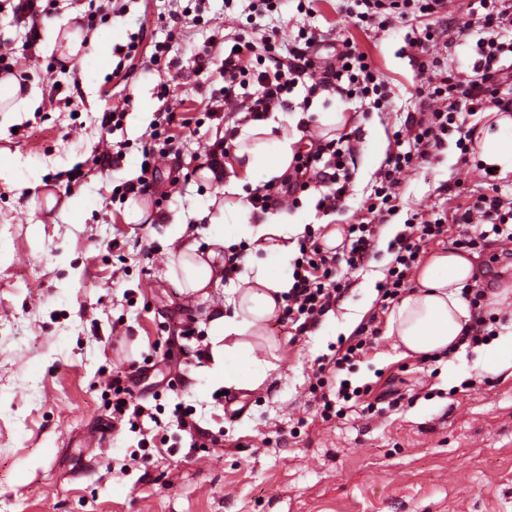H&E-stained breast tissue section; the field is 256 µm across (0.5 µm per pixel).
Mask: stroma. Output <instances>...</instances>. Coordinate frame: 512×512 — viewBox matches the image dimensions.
<instances>
[{"instance_id": "1", "label": "stroma", "mask_w": 512, "mask_h": 512, "mask_svg": "<svg viewBox=\"0 0 512 512\" xmlns=\"http://www.w3.org/2000/svg\"><path fill=\"white\" fill-rule=\"evenodd\" d=\"M250 3L54 0L33 36L14 0H0V53L41 93L33 111L0 117V162L14 165L10 180H0V512H512V376L488 370L482 346L449 356L404 350L388 334L391 312L379 292L393 259V225L454 210L481 189L477 144L465 154L445 144L404 175L399 210L382 225L368 266L350 274L315 328L297 335L267 321L256 355L271 370L260 387L220 394L207 364L192 358V348L210 342V313L226 304L229 283L205 297L186 293L163 222L196 228L203 253L210 236L233 238L244 274L261 265L287 278L295 258L274 252L255 263L233 225L204 217L211 202L229 215L243 198L196 169L224 134L206 115L224 81L215 68H196L192 55L206 44L223 52L225 33L247 25ZM342 6L283 0L257 20L283 39L302 27L351 39L390 92L387 106L366 114L357 101L325 92L307 112L302 151L317 137L320 113H344L349 128H360L352 191L333 214L316 210L315 188L280 210L311 228L341 231L365 214L394 133L421 107L407 27L366 30ZM98 9L107 18L96 26L97 57L61 59L57 25L86 28ZM183 9L186 18L170 20ZM134 37L137 54L119 58L115 46ZM167 40L178 43L179 64L153 66L154 44ZM115 107L126 111L121 126L103 124ZM167 109L184 123L166 129L173 148L158 163L151 198L114 201L115 185L138 178L142 144ZM75 168L83 177L68 183ZM133 205L143 217L130 224ZM470 258L484 292L512 281V258L495 243ZM370 321L379 328L373 344L327 376L329 390L343 382L361 389L359 403L324 417L314 373L347 328ZM119 371L133 401L157 409L148 448L138 449V435L112 418L105 387ZM178 401L201 428L223 431L222 443L195 446L171 427ZM132 453L134 466L120 471Z\"/></svg>"}]
</instances>
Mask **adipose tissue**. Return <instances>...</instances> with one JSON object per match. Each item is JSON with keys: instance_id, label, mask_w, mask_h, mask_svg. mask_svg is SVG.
<instances>
[{"instance_id": "adipose-tissue-1", "label": "adipose tissue", "mask_w": 512, "mask_h": 512, "mask_svg": "<svg viewBox=\"0 0 512 512\" xmlns=\"http://www.w3.org/2000/svg\"><path fill=\"white\" fill-rule=\"evenodd\" d=\"M499 130L486 134L480 144L481 160L496 168L499 175L512 174V118L498 120ZM299 134L276 131L274 122L243 125L235 139L233 163L237 172L225 186L227 192L242 193L244 185H257L281 177L290 165ZM242 236L255 251L284 250L285 243L304 230L286 214H266L251 222L248 210L233 218ZM187 226L173 221L166 227L170 243L175 244L176 267L187 293H205L215 277L212 266L197 254V245L184 242ZM472 277V262L455 250L435 253L418 275V289L397 306L388 329L407 350L417 354L457 352L467 345L466 328L473 313L461 290ZM287 278L257 271L231 283L230 309H215L211 329L212 360L209 369L215 383L237 388H255L267 378L268 365L259 360L250 339L262 335L266 322L278 310V302L290 288ZM247 365V373L234 370V363Z\"/></svg>"}]
</instances>
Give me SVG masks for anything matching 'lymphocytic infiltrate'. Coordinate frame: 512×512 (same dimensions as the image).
<instances>
[{"label":"lymphocytic infiltrate","mask_w":512,"mask_h":512,"mask_svg":"<svg viewBox=\"0 0 512 512\" xmlns=\"http://www.w3.org/2000/svg\"><path fill=\"white\" fill-rule=\"evenodd\" d=\"M447 7V0H353L348 5V13L365 26L382 31L398 24L415 26L411 44L417 53L412 64L422 78L418 93L425 107L419 115L407 116V133L396 136L387 155L368 207L369 216L349 225L342 249L321 244L315 232L303 241L278 323L294 325L300 333L313 327L342 296L344 277L363 268L372 257L378 229L398 208L402 175L428 163L449 137L462 142L472 139L469 116L490 105L502 112L512 110V73L501 63L503 54L512 53V0H468L464 12L452 18L446 14ZM474 29L481 36L472 72L465 76L454 73L436 57L435 50L451 48L454 37L466 36ZM324 43L321 34L302 27L285 49L278 43L277 32L265 31L249 39L233 35L232 45L225 48L220 61L208 45L195 53L196 65L219 64L224 78L219 95L212 97L207 110L210 119L226 125L223 137L205 150L203 164L216 179L224 177L223 159L237 133L229 124L231 113L260 121L272 112L307 109L308 98L320 92H348L371 108L383 107L386 85L367 54L345 39L334 45L330 56L322 57L318 51ZM299 87L304 88L307 99L296 103L291 95ZM354 151L352 136L347 133L319 141L316 149L296 153L292 172L281 189L266 185L250 193L247 202L252 214L267 213L313 183L322 189L319 211L329 213L343 207L351 187L347 159ZM479 177L487 192L457 206L452 218L439 216L408 224L406 233L392 242L394 258L386 272L383 300H395L406 290L421 245L447 235L449 223L464 227L455 241L458 247L474 250L490 238L505 247L512 245V188H501L489 172H480Z\"/></svg>","instance_id":"lymphocytic-infiltrate-1"}]
</instances>
